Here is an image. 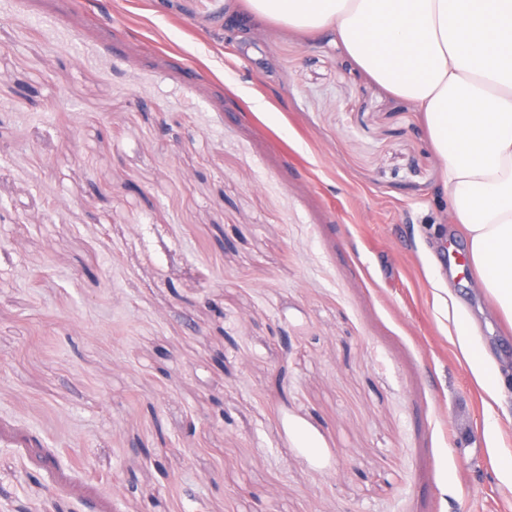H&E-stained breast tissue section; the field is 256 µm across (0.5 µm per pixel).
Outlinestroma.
Masks as SVG:
<instances>
[{"label": "stroma", "instance_id": "35a3bbf8", "mask_svg": "<svg viewBox=\"0 0 512 512\" xmlns=\"http://www.w3.org/2000/svg\"><path fill=\"white\" fill-rule=\"evenodd\" d=\"M440 166L241 0H0V512H512ZM435 289L448 295V301L444 297L439 298L445 312L448 311V319L450 316L453 319L455 338H452V342L470 368L474 382L485 393V404L489 407H493V404L501 407L503 395L510 390L509 374H504L495 359L477 341L473 321L458 310L451 289Z\"/></svg>", "mask_w": 512, "mask_h": 512}]
</instances>
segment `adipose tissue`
<instances>
[{
  "mask_svg": "<svg viewBox=\"0 0 512 512\" xmlns=\"http://www.w3.org/2000/svg\"><path fill=\"white\" fill-rule=\"evenodd\" d=\"M271 22L327 32L375 82L423 114L450 221L478 288L512 324V0H244ZM453 343L486 405L512 388L448 300Z\"/></svg>",
  "mask_w": 512,
  "mask_h": 512,
  "instance_id": "ef3b65f1",
  "label": "adipose tissue"
}]
</instances>
